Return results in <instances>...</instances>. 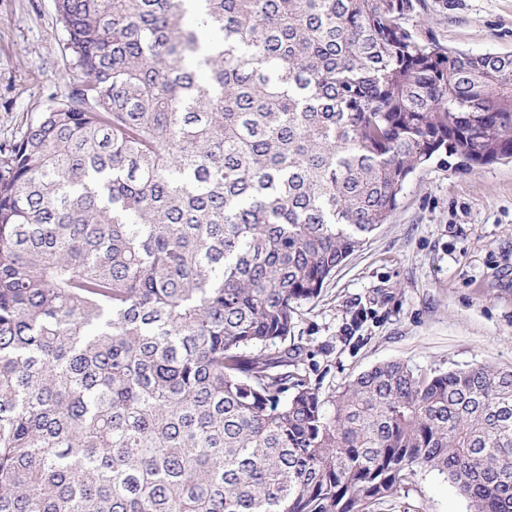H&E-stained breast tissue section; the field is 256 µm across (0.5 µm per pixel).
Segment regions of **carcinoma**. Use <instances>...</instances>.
I'll list each match as a JSON object with an SVG mask.
<instances>
[{
  "mask_svg": "<svg viewBox=\"0 0 512 512\" xmlns=\"http://www.w3.org/2000/svg\"><path fill=\"white\" fill-rule=\"evenodd\" d=\"M78 72L0 148V512H512V367L322 393L298 307L444 152L512 158V54L429 0H54ZM472 512L470 502L436 471L416 468L407 485L376 504L373 512Z\"/></svg>",
  "mask_w": 512,
  "mask_h": 512,
  "instance_id": "obj_1",
  "label": "carcinoma"
}]
</instances>
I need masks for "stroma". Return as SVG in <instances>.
<instances>
[{
    "mask_svg": "<svg viewBox=\"0 0 512 512\" xmlns=\"http://www.w3.org/2000/svg\"><path fill=\"white\" fill-rule=\"evenodd\" d=\"M425 24L445 44L512 54V0H434ZM66 35L54 0H0V144L62 100ZM321 392L401 360L419 372L512 367V161L465 168L436 156L381 225L302 304L291 332ZM373 512H472L438 472L416 469Z\"/></svg>",
    "mask_w": 512,
    "mask_h": 512,
    "instance_id": "obj_1",
    "label": "stroma"
}]
</instances>
